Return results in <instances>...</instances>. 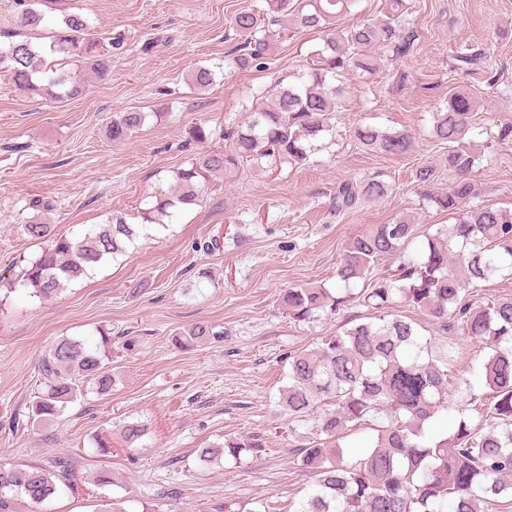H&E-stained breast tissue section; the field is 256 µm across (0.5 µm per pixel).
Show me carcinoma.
<instances>
[{"mask_svg": "<svg viewBox=\"0 0 512 512\" xmlns=\"http://www.w3.org/2000/svg\"><path fill=\"white\" fill-rule=\"evenodd\" d=\"M357 2L266 0L264 19L250 11L236 14L233 27L243 42L238 53L224 60L229 68L267 67L268 21L285 36L315 31L327 37L294 80L274 85L268 104L252 111L248 121L226 129L228 149L191 158L188 167L177 172L174 191L140 211L141 223L115 215L78 240L56 237L51 225L35 220L24 225L27 236L46 238L50 245L28 262L22 285L47 299L123 255L151 228H167L165 220L197 204L202 187L216 176L264 159L290 165L307 161L313 142L336 119L345 94L343 78H371L388 58H401L413 47L415 34L404 26L406 0H384L380 16L335 29ZM16 5L17 25L33 30L45 25L59 0H16ZM101 49L87 18L64 10L48 41L23 38L0 45V73L23 91L71 97L80 87L65 66L90 62L96 78L104 81L109 70L100 62ZM48 55L57 57L59 67H47ZM484 59L481 50L468 45L457 52V61L466 67ZM191 83L206 91L214 85V72L197 67ZM477 99L472 92L454 91L448 95V107L432 117L433 137L448 146L443 160L455 179L448 190L427 198L454 216L455 223L425 235L426 243L416 254L407 253L416 225L404 218L370 224L345 249L336 270V291L308 285L290 288L282 297L288 315L298 321L321 312L332 314L356 298L380 311L366 321L352 322L315 348L288 355V384L279 393L278 407L295 426L312 419L315 428L308 442L299 444L302 465L313 474L314 483L295 512H487L494 497L512 490V297L479 304L468 298L478 283L512 272V211L466 207L473 194L471 175L480 161L467 139ZM146 116L137 108L120 113L112 119L109 137L114 142L128 139ZM355 136L364 149L386 155H404L412 147L409 135L370 125L358 127ZM390 191L379 174L344 181L336 189L334 207L351 210L365 200L383 199ZM389 255L399 258L396 273L374 276L378 260ZM361 280L368 287L356 293ZM396 302L424 311L445 329L448 322L456 323L463 335L491 350L482 366L490 405L480 418L491 422L492 429L486 431L484 424L468 417L476 401L474 386L466 377L448 374L450 349L432 351L413 319L387 312ZM210 336L208 326L196 324L174 342L192 346L208 342ZM108 360L82 340H58L40 363L42 386L31 405L32 419L56 417L88 387L101 396L109 394L114 378ZM450 401L459 414L454 432L427 436L426 426ZM363 430L371 435L353 455L346 439ZM144 435L138 422L125 423L120 430L130 446ZM260 447L253 438L231 440L201 449L199 458L206 463L223 456L238 461ZM68 476L62 459L49 467L1 465L0 512H9L6 504L14 496L31 503L53 498Z\"/></svg>", "mask_w": 512, "mask_h": 512, "instance_id": "1", "label": "carcinoma"}]
</instances>
